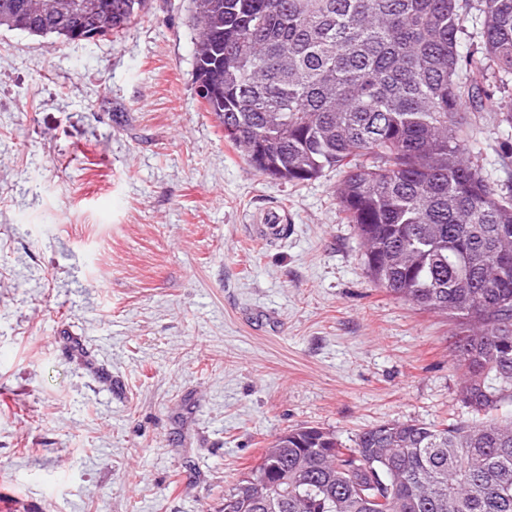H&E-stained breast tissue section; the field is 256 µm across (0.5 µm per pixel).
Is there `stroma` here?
<instances>
[{
	"instance_id": "stroma-1",
	"label": "stroma",
	"mask_w": 512,
	"mask_h": 512,
	"mask_svg": "<svg viewBox=\"0 0 512 512\" xmlns=\"http://www.w3.org/2000/svg\"><path fill=\"white\" fill-rule=\"evenodd\" d=\"M191 0L59 44L0 28V505L222 512L279 435L464 416L460 320L366 273L339 172L253 171L196 94ZM512 129L470 141L512 190ZM276 209L286 235L259 243Z\"/></svg>"
}]
</instances>
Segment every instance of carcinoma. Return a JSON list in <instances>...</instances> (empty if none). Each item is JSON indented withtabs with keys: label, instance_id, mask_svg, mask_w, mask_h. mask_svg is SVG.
Listing matches in <instances>:
<instances>
[{
	"label": "carcinoma",
	"instance_id": "1",
	"mask_svg": "<svg viewBox=\"0 0 512 512\" xmlns=\"http://www.w3.org/2000/svg\"><path fill=\"white\" fill-rule=\"evenodd\" d=\"M50 0H0V28L71 42L94 28ZM147 0H112L111 34ZM475 16L480 40L460 51ZM195 80L256 172L294 185L328 170L367 273L466 321L454 343L466 419L393 421L354 446L319 427L264 449L224 495L232 512H512V193L468 148L486 80L512 77V0H193ZM478 74L475 81L462 77Z\"/></svg>",
	"mask_w": 512,
	"mask_h": 512
}]
</instances>
